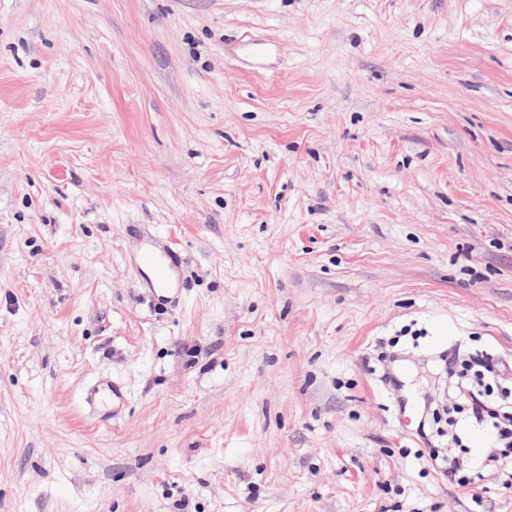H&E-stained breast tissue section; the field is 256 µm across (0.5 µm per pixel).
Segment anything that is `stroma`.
I'll list each match as a JSON object with an SVG mask.
<instances>
[{
	"mask_svg": "<svg viewBox=\"0 0 512 512\" xmlns=\"http://www.w3.org/2000/svg\"><path fill=\"white\" fill-rule=\"evenodd\" d=\"M481 353L512 364V0H0V512H512L448 395ZM140 261L144 265L158 266L155 280L148 285V288L157 296L158 300L169 299L161 293L172 290L168 287L178 272L179 262L174 253L157 240L151 239V244L141 253Z\"/></svg>",
	"mask_w": 512,
	"mask_h": 512,
	"instance_id": "obj_1",
	"label": "stroma"
}]
</instances>
